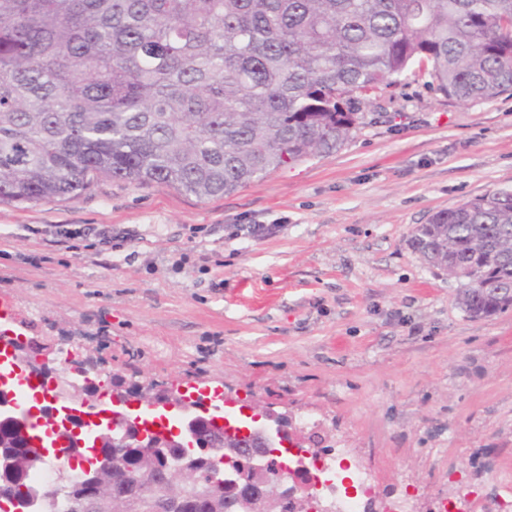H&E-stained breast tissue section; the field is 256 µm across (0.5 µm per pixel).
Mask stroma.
Listing matches in <instances>:
<instances>
[{"label": "stroma", "mask_w": 512, "mask_h": 512, "mask_svg": "<svg viewBox=\"0 0 512 512\" xmlns=\"http://www.w3.org/2000/svg\"><path fill=\"white\" fill-rule=\"evenodd\" d=\"M386 90L338 151L201 199L105 176L0 203V302L52 358L123 386L223 390L297 422L442 512L512 489V308L473 318L410 245L433 214L512 190V95ZM261 224L262 236L238 233Z\"/></svg>", "instance_id": "obj_1"}]
</instances>
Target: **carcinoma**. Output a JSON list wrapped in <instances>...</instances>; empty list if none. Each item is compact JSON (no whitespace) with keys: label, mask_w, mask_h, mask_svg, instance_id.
Segmentation results:
<instances>
[{"label":"carcinoma","mask_w":512,"mask_h":512,"mask_svg":"<svg viewBox=\"0 0 512 512\" xmlns=\"http://www.w3.org/2000/svg\"><path fill=\"white\" fill-rule=\"evenodd\" d=\"M460 102L512 94V0H0V203L75 194L98 175L210 198L339 150L362 106L415 72ZM411 246L458 283L471 317L512 307V191L417 226ZM0 512H66L81 490L34 488L47 459L0 421ZM140 449L112 473L147 497ZM162 441L157 463L186 461ZM234 512L224 463L192 460Z\"/></svg>","instance_id":"1"}]
</instances>
